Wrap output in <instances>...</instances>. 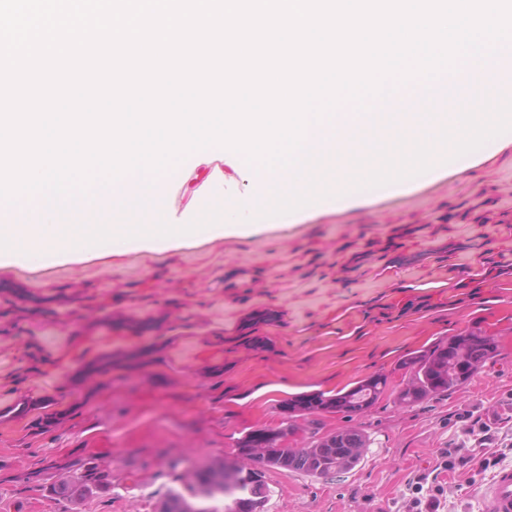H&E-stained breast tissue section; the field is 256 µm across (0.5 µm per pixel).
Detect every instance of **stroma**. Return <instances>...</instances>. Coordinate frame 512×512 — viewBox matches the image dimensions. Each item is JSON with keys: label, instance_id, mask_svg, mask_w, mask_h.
<instances>
[{"label": "stroma", "instance_id": "obj_1", "mask_svg": "<svg viewBox=\"0 0 512 512\" xmlns=\"http://www.w3.org/2000/svg\"><path fill=\"white\" fill-rule=\"evenodd\" d=\"M512 148L468 170L383 191L359 206L327 207L294 224H258L120 255L93 251L0 266V285L44 298L42 314L0 320V512H156L181 493L201 512L223 499L190 490L193 468L237 460L244 433L282 422V404L388 377L378 403L354 418L322 413L289 440L356 426L369 446L355 468L322 477L272 469L263 512H398L407 482L434 470L439 449L463 440L477 411L512 435ZM70 299L56 301L58 292ZM260 326L271 349L246 343ZM106 313L166 314L147 337L94 327ZM497 356L455 392L414 406L397 393L409 353L472 328ZM157 343L156 361L80 383V367ZM40 352L32 363V352ZM50 404L52 426L22 401ZM93 459L106 487L79 506L51 490L73 463ZM479 464L437 476L446 512H481Z\"/></svg>", "mask_w": 512, "mask_h": 512}]
</instances>
